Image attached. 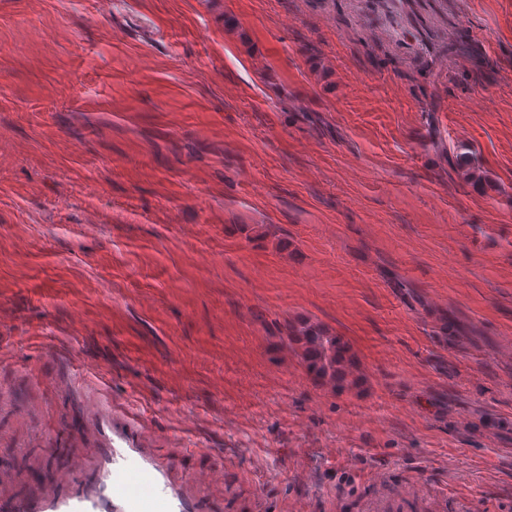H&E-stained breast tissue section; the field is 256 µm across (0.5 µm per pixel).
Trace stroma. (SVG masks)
<instances>
[{
    "label": "stroma",
    "instance_id": "35a3bbf8",
    "mask_svg": "<svg viewBox=\"0 0 512 512\" xmlns=\"http://www.w3.org/2000/svg\"><path fill=\"white\" fill-rule=\"evenodd\" d=\"M510 337L512 0H0V500L114 411L215 512H512ZM289 339L302 343V353L306 362L318 374L336 379L340 371L336 369V336H327L319 327H293Z\"/></svg>",
    "mask_w": 512,
    "mask_h": 512
}]
</instances>
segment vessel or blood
<instances>
[{"label": "vessel or blood", "instance_id": "obj_1", "mask_svg": "<svg viewBox=\"0 0 512 512\" xmlns=\"http://www.w3.org/2000/svg\"><path fill=\"white\" fill-rule=\"evenodd\" d=\"M90 429L102 448L95 468L74 460L60 476L66 494L0 500V512H195L171 468L153 455V438L140 422L105 413Z\"/></svg>", "mask_w": 512, "mask_h": 512}]
</instances>
